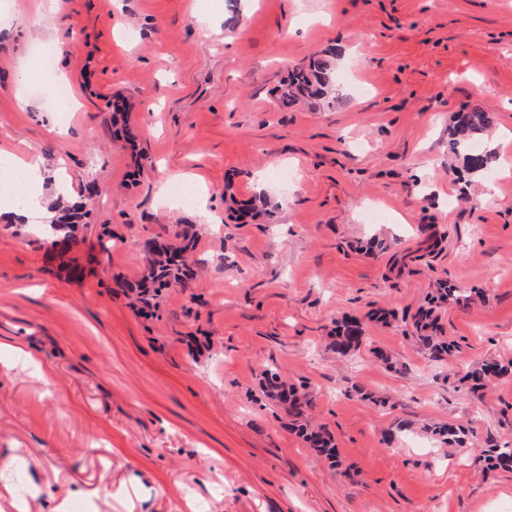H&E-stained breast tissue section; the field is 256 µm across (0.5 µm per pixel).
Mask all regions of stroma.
I'll return each instance as SVG.
<instances>
[{"instance_id":"stroma-1","label":"stroma","mask_w":512,"mask_h":512,"mask_svg":"<svg viewBox=\"0 0 512 512\" xmlns=\"http://www.w3.org/2000/svg\"><path fill=\"white\" fill-rule=\"evenodd\" d=\"M45 43L77 101L64 126L34 78ZM328 51L336 105L278 106L288 66ZM473 106L495 158L467 183L448 128ZM3 151L85 203L64 261L92 270L0 228V512H512V470L478 457L512 439V374L480 398L461 382L512 362V0H0ZM173 180L195 208L164 203ZM259 194L269 216L229 221ZM188 224L190 288L138 313L116 277ZM441 281L485 298L442 310L460 351L437 362L403 318ZM346 317L366 339L339 356ZM266 365L307 383L340 466L263 398ZM427 430L434 436H439L448 445L464 447L468 444L467 433L464 429L451 424L431 426Z\"/></svg>"}]
</instances>
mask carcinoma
Listing matches in <instances>:
<instances>
[{"label":"carcinoma","mask_w":512,"mask_h":512,"mask_svg":"<svg viewBox=\"0 0 512 512\" xmlns=\"http://www.w3.org/2000/svg\"><path fill=\"white\" fill-rule=\"evenodd\" d=\"M301 97L321 100L327 106H333L336 101L335 79L329 60L316 58L307 64L288 67L282 79L279 101L286 107ZM489 126L488 113L480 108H472L464 112L463 120L455 122L448 130L449 149L451 153L463 158L465 171L469 174L486 173L490 170L492 153L480 142ZM75 231V222L60 220L49 225L46 236L53 247L60 242L65 244L64 248L57 250V254L63 255L75 244ZM144 251L146 256L140 278L132 282L124 281L122 285L126 292L133 294L153 313L158 310L162 291L189 287L194 277L196 261L192 254L193 243L185 232L175 234L173 240L161 246L157 241L150 240L145 243ZM469 299L470 296L462 289L442 284L437 288L429 305L413 315L418 344L431 358L441 360L456 350L455 343L441 336L436 311ZM364 339L362 323L357 319H346L336 325L329 346L336 354L346 356L357 351ZM509 372H512V362L503 365L496 361H484L468 370L461 381L468 383L469 391L475 394L483 390L490 380ZM259 384L267 399L285 406L288 415L292 417L293 429L313 451L333 465L340 463L332 435L322 427H311L304 419L305 411L311 404L308 394L305 393L306 384H289L270 367L261 371ZM428 431L449 445L464 447L468 444L466 431L451 424L431 426ZM481 456L492 467L512 468V440L490 443L481 450Z\"/></svg>","instance_id":"obj_1"}]
</instances>
